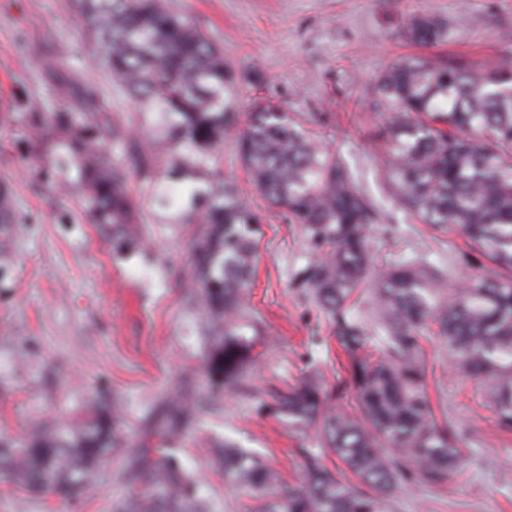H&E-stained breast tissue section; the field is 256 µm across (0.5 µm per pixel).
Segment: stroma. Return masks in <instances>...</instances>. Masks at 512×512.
Returning <instances> with one entry per match:
<instances>
[{
    "instance_id": "obj_1",
    "label": "stroma",
    "mask_w": 512,
    "mask_h": 512,
    "mask_svg": "<svg viewBox=\"0 0 512 512\" xmlns=\"http://www.w3.org/2000/svg\"><path fill=\"white\" fill-rule=\"evenodd\" d=\"M191 16L224 53L234 77L236 129L244 131L256 97L283 104L337 148L377 197L369 131L389 121L375 85L389 65L413 56L446 60L468 54L484 67L501 63L512 36V0H165ZM424 12L447 23L449 43L410 42L404 25ZM63 50L60 71L47 62ZM260 68L264 82L249 80ZM78 89L95 84L129 138L164 148L139 104L115 84L105 54L76 19L69 0H0V193L11 221L0 224V441H16L54 424L83 421L105 395L116 407L118 452L73 507L53 496H28L0 481V512H113L130 487L120 476L124 451L138 447L161 403L205 392L204 366L214 336L194 286L200 225L179 223L139 184L141 213L134 239L117 242L95 223L87 191L59 166V134L50 118L60 107L58 80ZM244 204L261 219L253 282L242 302L259 329L253 361L223 398L175 440L200 481L209 512H252L242 483L224 476V446L252 451L289 484L300 482L312 429L267 413L286 385H336V342L316 303L292 284L309 252L298 225L256 189L234 140L219 157ZM459 237L435 234L399 217L394 236L377 235L378 257L425 254L445 269L447 285L475 273L458 263ZM423 345L433 371L428 392L437 414L461 432L464 473L442 486L407 485L383 512H512V432L497 426L476 385L448 369L436 337Z\"/></svg>"
}]
</instances>
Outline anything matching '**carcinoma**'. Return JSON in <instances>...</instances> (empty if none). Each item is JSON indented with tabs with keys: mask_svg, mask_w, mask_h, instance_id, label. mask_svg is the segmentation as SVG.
Listing matches in <instances>:
<instances>
[{
	"mask_svg": "<svg viewBox=\"0 0 512 512\" xmlns=\"http://www.w3.org/2000/svg\"><path fill=\"white\" fill-rule=\"evenodd\" d=\"M74 2L113 80L141 112L163 117L167 150L136 143L126 162L112 161L101 143L127 134L106 121L103 98L88 84L77 107L52 116L63 160L84 183L95 221L112 225L121 239L126 225L140 223L133 176L157 191L162 205L186 203L202 225L195 268L215 322L205 375L216 399L238 380L252 350L240 338L237 309L252 277L260 223L215 165L235 125L226 96L233 78L207 33L164 0ZM406 34L426 47L451 37L448 25L425 14L406 22ZM376 91L393 111L373 134L379 180L410 219L461 235L486 273L447 288L443 273L414 254L373 274L381 213L352 169L308 121L253 103L240 155L270 205L301 226L315 253L293 282L315 300L347 356L337 398L353 396L348 409L334 412L315 382L279 393L276 410L295 425L319 426L322 447L341 463L331 470L321 452L306 450L297 488L224 445V473L254 491L255 512H382L401 486L443 484L460 472L456 430L436 421L426 392L421 339L429 333L442 340L455 371L480 383L498 425L512 429V64L484 70L464 56H419L389 67ZM195 417L184 404L166 406L157 433L172 439ZM111 455L112 419L96 409L67 431L43 428L17 446L0 442V478L70 503ZM124 477L136 493L117 512H207L195 475L150 436L126 452Z\"/></svg>",
	"mask_w": 512,
	"mask_h": 512,
	"instance_id": "obj_1",
	"label": "carcinoma"
}]
</instances>
